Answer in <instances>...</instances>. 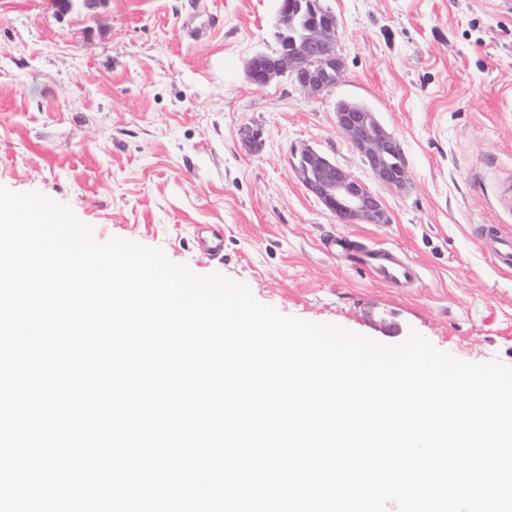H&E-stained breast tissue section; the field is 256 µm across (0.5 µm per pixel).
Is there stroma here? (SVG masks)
<instances>
[{"label": "stroma", "mask_w": 512, "mask_h": 512, "mask_svg": "<svg viewBox=\"0 0 512 512\" xmlns=\"http://www.w3.org/2000/svg\"><path fill=\"white\" fill-rule=\"evenodd\" d=\"M338 22L339 81L311 98L258 86L278 0H106L56 11L0 0V185L70 206L96 240L162 249L194 273L245 283L285 315L397 344L417 330L472 363L512 365V270L480 238L512 232V9L505 0H322ZM206 28L187 37L182 24ZM373 109L409 183L374 181L335 106ZM263 131L260 152L240 138ZM311 146L382 198L385 224H342L297 179ZM224 232L208 259L198 229ZM344 245L328 250L330 238ZM388 248L419 267L389 287L365 269Z\"/></svg>", "instance_id": "stroma-1"}]
</instances>
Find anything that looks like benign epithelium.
Instances as JSON below:
<instances>
[{"label":"benign epithelium","instance_id":"7a95c632","mask_svg":"<svg viewBox=\"0 0 512 512\" xmlns=\"http://www.w3.org/2000/svg\"><path fill=\"white\" fill-rule=\"evenodd\" d=\"M322 21L308 24L300 39L289 37L300 6L297 0H279L276 22L277 49L257 52L248 58L249 80L265 86L286 76L305 94L315 97L337 83L343 61L336 51L337 20L325 8ZM336 125L361 154L373 179L395 189L408 183V162L401 142L388 132L376 112L364 105L343 101L336 107ZM242 140L253 152L261 150L263 131L245 128ZM295 172L306 189L343 224H382L388 216L382 200L364 182L309 146L296 155Z\"/></svg>","mask_w":512,"mask_h":512}]
</instances>
